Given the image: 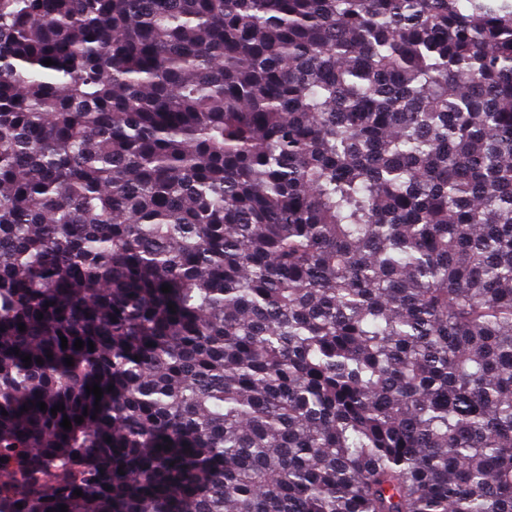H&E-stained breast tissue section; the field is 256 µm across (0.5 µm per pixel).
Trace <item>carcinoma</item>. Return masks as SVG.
<instances>
[{
    "instance_id": "1",
    "label": "carcinoma",
    "mask_w": 512,
    "mask_h": 512,
    "mask_svg": "<svg viewBox=\"0 0 512 512\" xmlns=\"http://www.w3.org/2000/svg\"><path fill=\"white\" fill-rule=\"evenodd\" d=\"M61 504L512 512V0H0V512Z\"/></svg>"
}]
</instances>
